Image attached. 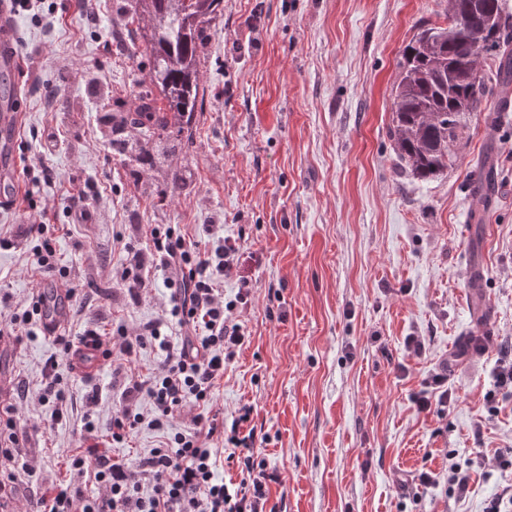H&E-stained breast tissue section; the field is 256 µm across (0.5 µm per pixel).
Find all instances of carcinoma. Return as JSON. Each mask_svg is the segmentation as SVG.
I'll list each match as a JSON object with an SVG mask.
<instances>
[{
  "instance_id": "1",
  "label": "carcinoma",
  "mask_w": 512,
  "mask_h": 512,
  "mask_svg": "<svg viewBox=\"0 0 512 512\" xmlns=\"http://www.w3.org/2000/svg\"><path fill=\"white\" fill-rule=\"evenodd\" d=\"M221 0H131L132 18L146 22L142 51L152 59L155 96L121 119L112 146L127 150V126L151 136L189 130L200 94L201 34ZM467 19L464 28L457 17ZM447 26H421L404 48L392 90L390 136L399 168L433 177L460 160L468 118L488 90L478 70L485 55L499 60L500 82L512 81V16L502 0H448Z\"/></svg>"
}]
</instances>
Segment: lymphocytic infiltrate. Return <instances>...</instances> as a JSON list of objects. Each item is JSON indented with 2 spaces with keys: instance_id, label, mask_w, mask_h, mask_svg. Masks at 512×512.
I'll list each match as a JSON object with an SVG mask.
<instances>
[{
  "instance_id": "obj_1",
  "label": "lymphocytic infiltrate",
  "mask_w": 512,
  "mask_h": 512,
  "mask_svg": "<svg viewBox=\"0 0 512 512\" xmlns=\"http://www.w3.org/2000/svg\"><path fill=\"white\" fill-rule=\"evenodd\" d=\"M150 237L149 251H133L117 278L136 299L146 286L145 269L161 273L164 286L174 292L168 319L181 333L168 335L167 320L145 323L132 333L118 330L124 354L149 345L160 363L145 375L126 370L125 404L112 419L110 436L121 443L145 427L160 434L162 442L132 463L94 448L72 455L70 477L94 479L103 495L87 497L59 486L36 500L34 512H280L279 504L270 501L269 487L281 477L259 457L252 407L239 409L229 423L207 411L226 365L246 342L232 313L246 303L249 280H241L229 301L217 286L237 273L240 247L226 238L211 248L193 247L171 226L152 227ZM190 402L201 412L183 428L176 419ZM222 439L230 452L219 448ZM223 459L237 465L240 482L230 485L219 478Z\"/></svg>"
}]
</instances>
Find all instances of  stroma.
Listing matches in <instances>:
<instances>
[{
	"label": "stroma",
	"mask_w": 512,
	"mask_h": 512,
	"mask_svg": "<svg viewBox=\"0 0 512 512\" xmlns=\"http://www.w3.org/2000/svg\"><path fill=\"white\" fill-rule=\"evenodd\" d=\"M448 0H223L203 32L202 106L192 143L153 162L112 149V121L149 95L151 63L132 54L141 30L127 0H36L17 13L19 54L41 51L35 74L13 79L22 117L10 135L11 190L0 203V319L40 291H70L61 335L136 329L162 318L160 277L139 300L117 282L125 245L143 249L154 224H179L190 243L207 227L244 249L225 278L248 342L225 370L214 404L232 421L253 406L261 456L281 475L282 512H485L512 486L496 451L512 448V389L496 384L512 348V116L499 107L497 64L480 59L489 93L461 159L420 181L395 160L392 88L418 24L446 25ZM493 155L497 183L482 224L469 219L478 160ZM49 166L51 178L41 168ZM186 181L172 190L171 172ZM85 190L88 209L72 204ZM56 224L55 268H30V208ZM482 288L468 286L472 262ZM58 335V336H61ZM58 336L0 335V403L13 404L29 470L0 472V512H30L68 478L87 448L85 395L106 442L122 386L109 365L91 375L62 367L63 418L42 399V370L61 357ZM423 348L407 349L409 337ZM448 375L449 404L417 411L411 397ZM470 473L449 493L451 465ZM431 472L434 484L418 480Z\"/></svg>",
	"instance_id": "stroma-1"
}]
</instances>
